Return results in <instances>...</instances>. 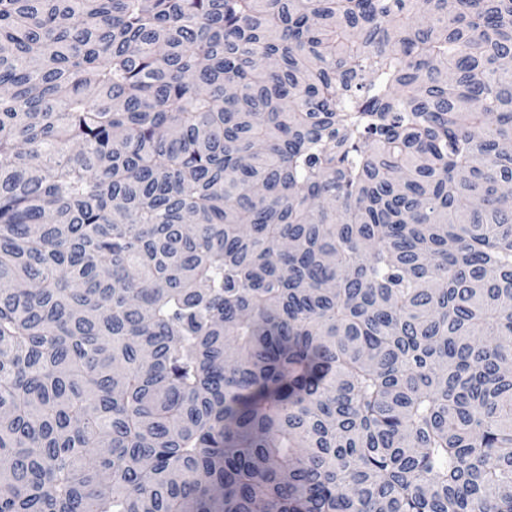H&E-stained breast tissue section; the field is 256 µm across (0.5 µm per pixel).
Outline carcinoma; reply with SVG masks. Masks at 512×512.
Masks as SVG:
<instances>
[{"label": "carcinoma", "mask_w": 512, "mask_h": 512, "mask_svg": "<svg viewBox=\"0 0 512 512\" xmlns=\"http://www.w3.org/2000/svg\"><path fill=\"white\" fill-rule=\"evenodd\" d=\"M512 512V0H0V512Z\"/></svg>", "instance_id": "obj_1"}]
</instances>
